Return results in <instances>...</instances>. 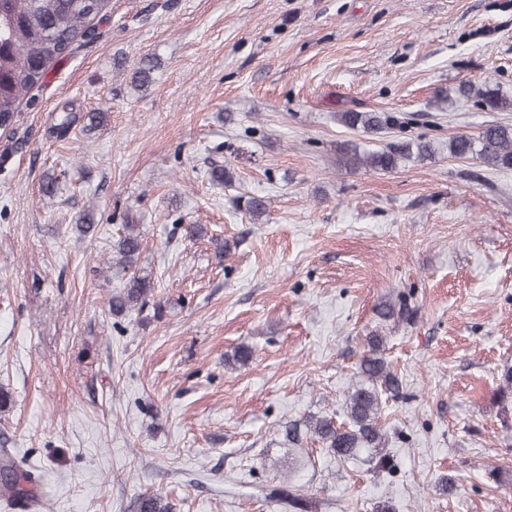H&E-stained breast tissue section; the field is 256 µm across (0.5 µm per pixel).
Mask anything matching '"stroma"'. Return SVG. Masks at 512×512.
I'll return each mask as SVG.
<instances>
[{
	"instance_id": "obj_1",
	"label": "stroma",
	"mask_w": 512,
	"mask_h": 512,
	"mask_svg": "<svg viewBox=\"0 0 512 512\" xmlns=\"http://www.w3.org/2000/svg\"><path fill=\"white\" fill-rule=\"evenodd\" d=\"M95 27L0 136V435L40 473L41 512H135L146 492L283 512L282 485L313 512H512V170L337 154L512 125L439 103L484 79L512 100V0H112ZM348 109L391 124L347 128ZM65 110L105 118L60 138ZM128 224L162 310L118 318ZM402 297L411 318L381 321ZM372 334L407 394L381 417L393 472L284 447V422L340 413Z\"/></svg>"
}]
</instances>
